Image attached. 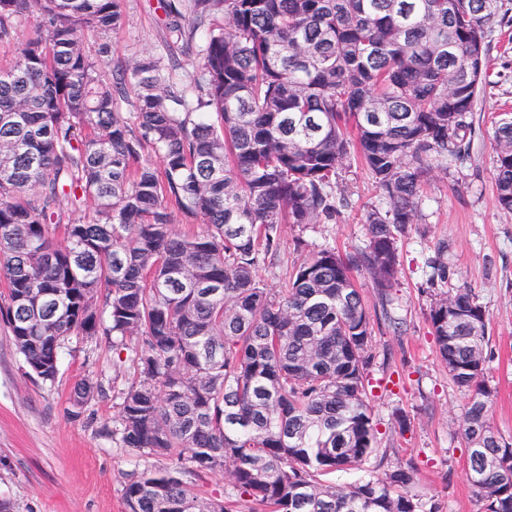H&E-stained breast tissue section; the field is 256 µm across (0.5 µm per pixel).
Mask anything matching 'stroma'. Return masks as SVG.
I'll use <instances>...</instances> for the list:
<instances>
[{"label": "stroma", "instance_id": "35a3bbf8", "mask_svg": "<svg viewBox=\"0 0 512 512\" xmlns=\"http://www.w3.org/2000/svg\"><path fill=\"white\" fill-rule=\"evenodd\" d=\"M161 0H122L124 22L101 37L82 33L88 52L111 44V67L144 56L176 57L171 82H187L199 67L195 54L166 39ZM507 31L488 36V68L473 114L470 156L463 163L436 168L427 177L420 204L422 219L399 243L400 267L391 290V312L400 326L381 316L382 303L367 273L354 276L374 328L369 393L384 461L368 468L414 465L416 494L441 501L444 512H480L465 479L467 443L462 426L469 403L441 361L427 319L431 296L443 283H431L428 265L438 245L454 279L469 283L489 319L491 356L484 383L492 391L491 422L512 439V212L494 198L495 143L492 122L512 111V48ZM346 198L334 223L285 225L278 255L263 268L266 288H284L295 264L313 251L331 247L346 254L362 249L368 230L361 217L381 205L368 170L352 163L336 183ZM117 356L106 337L71 340L54 383L31 378L7 326L0 322V501L9 512H125L121 490L132 469L162 466L161 458L115 447L102 433L116 408L113 396L92 401L80 416L70 413L75 384L83 378L104 388L124 386L113 366Z\"/></svg>", "mask_w": 512, "mask_h": 512}]
</instances>
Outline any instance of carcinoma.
Listing matches in <instances>:
<instances>
[{"label":"carcinoma","instance_id":"carcinoma-1","mask_svg":"<svg viewBox=\"0 0 512 512\" xmlns=\"http://www.w3.org/2000/svg\"><path fill=\"white\" fill-rule=\"evenodd\" d=\"M122 0H0V42L33 9L45 24L0 69V320L30 373L54 382L69 342L112 338L129 372L112 441L166 460L132 471L127 512H442L413 466L346 486L324 477L376 455L366 381L373 324L352 272L388 310L398 241L424 176L468 156L507 0H167L166 29L200 59L189 86L151 56L107 69L80 32L123 23ZM134 97L135 112L120 111ZM496 204L512 212V114L495 121ZM357 158L385 206L367 245L321 248L278 292L260 269L285 224H330ZM188 223L182 231L173 216ZM430 304L441 359L470 392L466 481L512 512V441L491 425L487 315L451 282ZM106 396L86 379L71 413ZM222 472L234 496L195 482Z\"/></svg>","mask_w":512,"mask_h":512}]
</instances>
